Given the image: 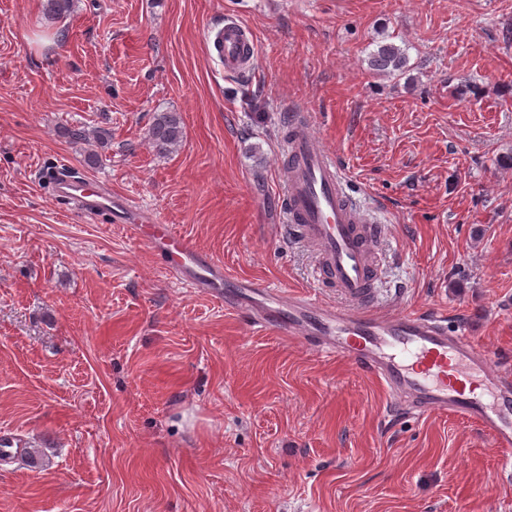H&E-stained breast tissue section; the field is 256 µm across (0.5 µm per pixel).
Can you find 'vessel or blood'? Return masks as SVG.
<instances>
[{"label":"vessel or blood","mask_w":512,"mask_h":512,"mask_svg":"<svg viewBox=\"0 0 512 512\" xmlns=\"http://www.w3.org/2000/svg\"><path fill=\"white\" fill-rule=\"evenodd\" d=\"M213 46L228 73L239 72L244 57L255 53L251 33L233 19L215 32ZM286 152V219L317 255V289L303 294L228 274L172 226L142 216L125 198L101 191L97 180L73 175L68 165L55 169L51 185L55 196L126 225L177 279L223 296L229 309L248 314L254 330L305 337L323 357L349 360L375 376L388 397L384 417L445 412L476 422L504 452L502 472L511 481L512 369L493 366L467 325L449 326L440 312L376 313L372 252L382 227L370 223L361 201L347 193L334 154L301 131L289 136ZM324 287L335 289L338 302L320 296Z\"/></svg>","instance_id":"obj_1"}]
</instances>
